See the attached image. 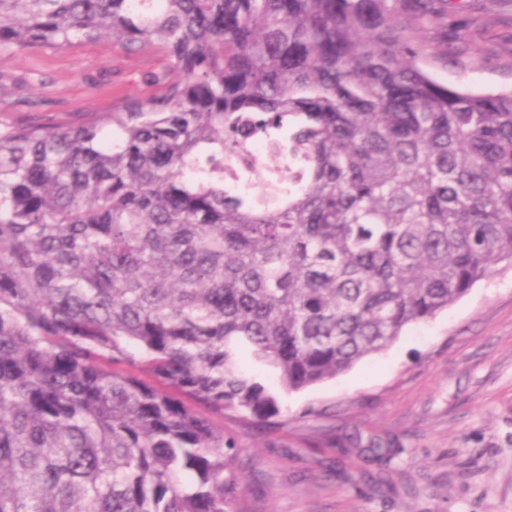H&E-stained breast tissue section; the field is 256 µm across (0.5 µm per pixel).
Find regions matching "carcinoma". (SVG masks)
<instances>
[{"label":"carcinoma","instance_id":"cac0c4a2","mask_svg":"<svg viewBox=\"0 0 512 512\" xmlns=\"http://www.w3.org/2000/svg\"><path fill=\"white\" fill-rule=\"evenodd\" d=\"M440 2L0 0V48L170 62L110 134L0 129V512H243L244 359L318 384L512 265V91L425 69Z\"/></svg>","mask_w":512,"mask_h":512}]
</instances>
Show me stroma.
Segmentation results:
<instances>
[{
    "label": "stroma",
    "mask_w": 512,
    "mask_h": 512,
    "mask_svg": "<svg viewBox=\"0 0 512 512\" xmlns=\"http://www.w3.org/2000/svg\"><path fill=\"white\" fill-rule=\"evenodd\" d=\"M448 27L468 28L427 64L459 90L512 88V0H446ZM165 58L104 38L67 49L0 48V127L106 121L152 91ZM275 425L237 415L250 512H512V266L447 311L409 327L387 351L335 379L279 395ZM390 448L368 457L371 439ZM343 457L345 468L330 469Z\"/></svg>",
    "instance_id": "1"
}]
</instances>
